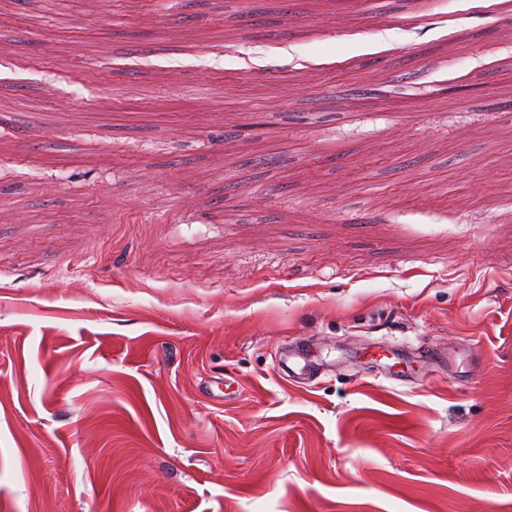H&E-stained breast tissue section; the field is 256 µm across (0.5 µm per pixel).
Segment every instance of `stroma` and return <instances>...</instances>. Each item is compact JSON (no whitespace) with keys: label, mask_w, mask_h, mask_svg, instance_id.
Masks as SVG:
<instances>
[{"label":"stroma","mask_w":512,"mask_h":512,"mask_svg":"<svg viewBox=\"0 0 512 512\" xmlns=\"http://www.w3.org/2000/svg\"><path fill=\"white\" fill-rule=\"evenodd\" d=\"M0 0L7 512H512V0Z\"/></svg>","instance_id":"obj_1"}]
</instances>
